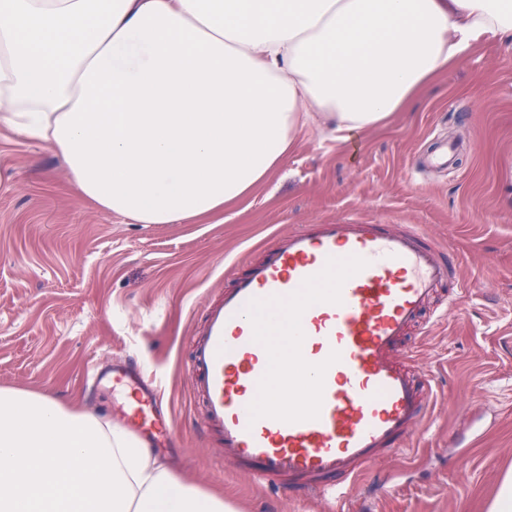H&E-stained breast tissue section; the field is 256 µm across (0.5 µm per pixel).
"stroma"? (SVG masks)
Segmentation results:
<instances>
[{"instance_id": "1", "label": "stroma", "mask_w": 512, "mask_h": 512, "mask_svg": "<svg viewBox=\"0 0 512 512\" xmlns=\"http://www.w3.org/2000/svg\"><path fill=\"white\" fill-rule=\"evenodd\" d=\"M445 139L460 146L448 168L427 160ZM312 224L415 229L458 267L404 350L437 400L407 447L362 469L361 512H489L512 470V42L476 44L348 142L299 132L244 200L175 224L105 214L46 143L0 125V389L120 424L122 394L88 372L121 359L162 383L179 480L233 512H330L225 458L188 370L207 306Z\"/></svg>"}]
</instances>
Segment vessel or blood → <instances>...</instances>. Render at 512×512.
<instances>
[{
	"instance_id": "1",
	"label": "vessel or blood",
	"mask_w": 512,
	"mask_h": 512,
	"mask_svg": "<svg viewBox=\"0 0 512 512\" xmlns=\"http://www.w3.org/2000/svg\"><path fill=\"white\" fill-rule=\"evenodd\" d=\"M451 273L420 233L387 224H318L281 238L207 308L192 350V397L225 457L261 481L347 498L363 464L399 449L425 415L431 387L402 350ZM311 288L320 297L301 301ZM286 307L297 309L295 323L285 324ZM287 334L298 341L315 393L303 407L259 409ZM93 378L130 388L133 427L154 447H169L172 418L151 380L130 366Z\"/></svg>"
}]
</instances>
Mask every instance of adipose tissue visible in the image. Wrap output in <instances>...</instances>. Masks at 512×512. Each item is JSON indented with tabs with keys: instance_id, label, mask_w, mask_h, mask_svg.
<instances>
[{
	"instance_id": "obj_1",
	"label": "adipose tissue",
	"mask_w": 512,
	"mask_h": 512,
	"mask_svg": "<svg viewBox=\"0 0 512 512\" xmlns=\"http://www.w3.org/2000/svg\"><path fill=\"white\" fill-rule=\"evenodd\" d=\"M512 0H0V123L60 155L79 191L140 224L246 197L321 114L383 124ZM285 341L261 409L308 399ZM0 512H225L125 427L0 390Z\"/></svg>"
}]
</instances>
